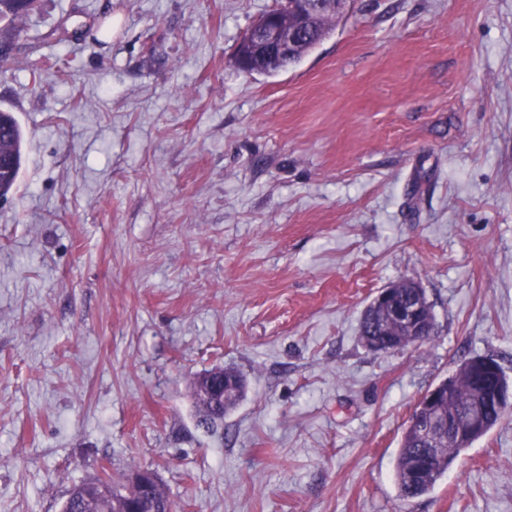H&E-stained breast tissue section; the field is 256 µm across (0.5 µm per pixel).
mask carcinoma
Masks as SVG:
<instances>
[{
    "label": "carcinoma",
    "mask_w": 512,
    "mask_h": 512,
    "mask_svg": "<svg viewBox=\"0 0 512 512\" xmlns=\"http://www.w3.org/2000/svg\"><path fill=\"white\" fill-rule=\"evenodd\" d=\"M37 0H0V20L31 10ZM336 25V15L325 13L315 17L310 27L296 43L295 55L291 62L299 61L306 53L314 49ZM245 71L274 73L280 71V64L264 54L251 55L245 62ZM22 130L10 112L0 111V152L8 153L11 162L8 167H0V197L7 196L15 188L22 158ZM360 335L366 347H376V351L390 350L387 343L394 341L402 346L410 342L406 329L388 321L387 313L380 307L368 306L361 319ZM482 356L468 357L460 362L458 368L449 377L454 385L453 397L445 402L441 410L464 418L472 410L485 405V387L477 372ZM236 404L231 401L224 409L200 407V425L210 429L224 418V411ZM512 408L507 411H492L486 413L487 421L484 429L473 434L470 440L462 442L453 439H441L435 445L426 448L421 440L418 428L408 425L405 429L401 448L399 450L395 479L399 497L405 501L419 498L429 493L435 484L448 472L457 457L476 441L484 437L492 428L500 423ZM95 481H81L72 486L65 500L62 512H112V497L92 496Z\"/></svg>",
    "instance_id": "carcinoma-1"
}]
</instances>
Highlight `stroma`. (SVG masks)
Wrapping results in <instances>:
<instances>
[{
	"label": "stroma",
	"mask_w": 512,
	"mask_h": 512,
	"mask_svg": "<svg viewBox=\"0 0 512 512\" xmlns=\"http://www.w3.org/2000/svg\"><path fill=\"white\" fill-rule=\"evenodd\" d=\"M278 0H39L0 22L24 134L0 201V512L150 468L178 512H512V416L428 494L395 464L460 360L512 377V0H352L234 64ZM426 292L423 346L361 314ZM246 393L199 426L196 378ZM319 1L320 2H317V4L312 2V0L285 1L287 12L289 11L292 15L295 29L303 27L307 22L308 15L315 6H324L332 12H336V15H339L344 12L347 4L350 2V0ZM336 15L325 13L315 17L311 21L310 27L305 30L303 37L297 41L295 48L296 54L292 57L294 48L292 30L288 32L278 19L272 16L271 13H267L251 27L239 52L236 50L235 63L240 70L248 73L278 72L282 70L280 64L262 53L260 55H250L244 63L245 69H241L238 66L237 52L239 56H243V52L253 47H265L280 59L288 61V59L292 57L290 64H293L298 62L306 53L314 49L332 31V28L336 25ZM409 287H406V282L404 280L399 281L395 287L394 285L384 288L376 297L378 303H383L385 305L389 306V309L391 311V314L393 318L408 326L409 328H412V334L411 336H422L421 332L419 331L420 326V317H421V309H422V296L423 300L426 303V322L424 323L426 328V336L422 339L420 344H424L428 342L431 338V336L435 332V318L432 311L431 304L427 302L425 298L424 291L422 289L423 295L421 294V285L416 280H406ZM393 287L395 295L399 299H405L408 300L413 293L414 289L417 294V298L413 300L412 302H399L394 294H393ZM414 288V289H413ZM360 335L366 347L375 352H389L388 350L393 347L387 346L386 343L390 341H395L401 346L412 345V343L407 344L411 339L410 336H406V329L391 324L387 313L380 307L375 308L373 303L363 312ZM373 345H379V347L373 348Z\"/></svg>",
	"instance_id": "1"
}]
</instances>
